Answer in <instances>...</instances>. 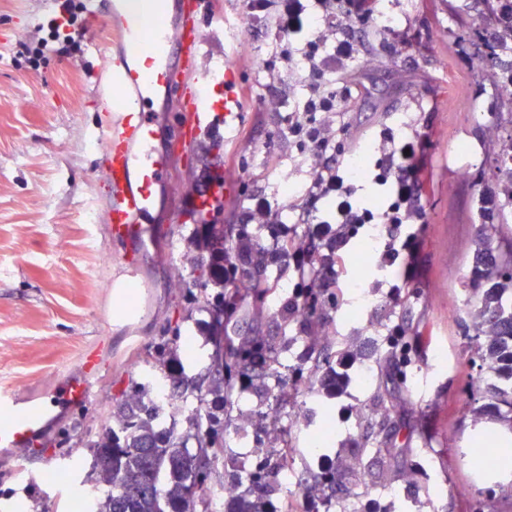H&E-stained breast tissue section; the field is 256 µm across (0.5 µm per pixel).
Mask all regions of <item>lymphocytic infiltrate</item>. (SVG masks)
Instances as JSON below:
<instances>
[{
	"label": "lymphocytic infiltrate",
	"instance_id": "lymphocytic-infiltrate-1",
	"mask_svg": "<svg viewBox=\"0 0 512 512\" xmlns=\"http://www.w3.org/2000/svg\"><path fill=\"white\" fill-rule=\"evenodd\" d=\"M83 0H62L60 15L48 23V37L32 51L40 58L48 44L63 52L80 51L87 18ZM243 17L263 20L281 61L306 95L287 118L288 144L311 159L310 181L299 197L252 195L236 223L225 225L224 345L242 347L239 334L243 285L264 288L267 270L289 272L294 285L282 303V318L299 307L333 306L338 301L343 254L360 229L378 225L386 239L378 257L382 268L402 269L403 282L415 275L419 246L415 225L425 223L423 198L428 190L433 130L398 139L381 131L372 181L382 187L381 206L366 208L355 200V176L347 163L356 142L350 138L349 104L363 96L344 70L369 53L375 26V0H243ZM297 212L296 223L280 219L283 209Z\"/></svg>",
	"mask_w": 512,
	"mask_h": 512
}]
</instances>
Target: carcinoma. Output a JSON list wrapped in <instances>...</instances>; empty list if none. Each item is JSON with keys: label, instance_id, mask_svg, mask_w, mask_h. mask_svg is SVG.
Here are the masks:
<instances>
[{"label": "carcinoma", "instance_id": "cac0c4a2", "mask_svg": "<svg viewBox=\"0 0 512 512\" xmlns=\"http://www.w3.org/2000/svg\"><path fill=\"white\" fill-rule=\"evenodd\" d=\"M472 43L478 47L474 63L476 75L495 86L499 110L512 113V85L501 82V71L512 72V63L495 50H481L479 29H473ZM501 194L512 204V138L498 159ZM209 252L224 251V225L207 224ZM194 273L190 282L179 277L174 282L180 295L208 313L207 343L224 340V279L217 278L212 261L200 255L188 259ZM218 287L208 290V282ZM473 292L480 295L472 318L476 345L474 354L486 366L493 381L485 388L487 402L473 409L512 426V236L500 238L497 246L482 237L474 253ZM174 340L166 336L154 346L151 359L164 364ZM240 352L220 350L207 357L204 370L174 383L180 389L168 406L151 396L152 384L137 383L122 395L120 402L97 432L77 437L75 445L95 450L98 469L110 476L105 483L93 479L102 492L96 512H214L217 504L208 482L217 473L213 458L224 447V429L233 394V378L242 370ZM345 366L339 354L337 368ZM329 368L317 379L313 372L298 371L297 382L309 390L320 388L333 397L347 374ZM288 467V448L273 450L256 463V468L235 479L226 512H274L276 471ZM311 483L335 488L336 468L309 472Z\"/></svg>", "mask_w": 512, "mask_h": 512}]
</instances>
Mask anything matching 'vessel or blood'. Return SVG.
<instances>
[{
	"label": "vessel or blood",
	"mask_w": 512,
	"mask_h": 512,
	"mask_svg": "<svg viewBox=\"0 0 512 512\" xmlns=\"http://www.w3.org/2000/svg\"><path fill=\"white\" fill-rule=\"evenodd\" d=\"M100 2L114 41L96 93L119 100L117 111L107 115L99 130L100 166L108 189L103 220L113 242L125 247L120 264L126 280L132 281L141 269L140 242L150 231L146 219L158 190L169 181L170 158L155 148V96L174 94L179 81L189 82L181 133L188 149L206 136L232 131L243 104L230 90L223 97L213 96L214 82L201 67L208 51L202 30L204 0H148L145 12L136 9L137 0ZM80 368L81 378L66 381L51 403H31L1 391L0 447H25L41 433L55 403L89 400L101 373L96 349L83 351Z\"/></svg>",
	"instance_id": "b4317fda"
}]
</instances>
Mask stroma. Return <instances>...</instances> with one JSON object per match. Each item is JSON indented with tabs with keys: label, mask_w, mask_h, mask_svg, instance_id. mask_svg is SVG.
I'll return each mask as SVG.
<instances>
[{
	"label": "stroma",
	"mask_w": 512,
	"mask_h": 512,
	"mask_svg": "<svg viewBox=\"0 0 512 512\" xmlns=\"http://www.w3.org/2000/svg\"><path fill=\"white\" fill-rule=\"evenodd\" d=\"M460 2L409 0L406 16L416 22L420 48L349 71L365 90L350 106L351 136L368 141L385 128L398 136L434 128L427 222L419 229L420 277L405 286L402 304L392 306L385 284L397 273L378 268L374 254L384 239L366 227L345 260L357 280L354 289L321 314L335 347L349 353L350 382L343 392L329 399L304 390L279 402L269 377L232 398L234 416H252L260 448L292 439L296 475L311 468L313 440L327 438L328 464L345 472L343 497L375 512H512V498L500 493L512 485V470L482 472L470 461L473 448L498 451L489 439L494 425L474 424L462 410L474 373L462 325L478 304L470 288L484 222L479 196L496 186L500 143L512 129V116L496 109L493 87L476 80L455 55L473 24ZM207 8L222 14L224 32L214 36L204 25V66L231 65L234 92L246 94L240 126L252 136L220 134L178 154L169 188L157 194L156 232L142 242L140 285L121 295L108 288L118 276L120 248L103 221L86 218L104 191L96 128L105 105L93 91L109 54L104 19L89 18L81 53H46L34 69L26 50L42 38L56 4L0 0V390L49 399L80 376L79 358L90 346L105 365L89 402L57 408L26 448H0V512H33L37 499L46 512H73L88 488L84 471L66 457L71 423L82 417L100 427L108 407L132 384L152 380L168 388L205 363L209 317L188 313L172 286L175 276L191 278L187 257L197 251L188 198L205 189L210 175L223 173L230 196L209 218L220 224L253 190L281 195L282 172L302 183L309 179L308 161L287 149V127L271 108L275 99L292 108L302 87L286 78L271 82L281 63L267 55L265 30L240 32L242 0H207ZM461 142L482 147L478 166L466 168L456 150ZM272 151L278 154L273 162ZM231 154L241 167L228 165ZM104 253L109 262L101 261ZM244 304L261 311L258 322L244 323V332L258 326L268 339L291 340L278 371L292 375L318 340L297 321L280 318L272 298L251 295ZM401 319L430 330L427 347L403 353L389 345L388 333ZM175 332L174 359L160 370L147 364L160 336ZM384 446L393 455L381 454Z\"/></svg>",
	"instance_id": "stroma-1"
}]
</instances>
